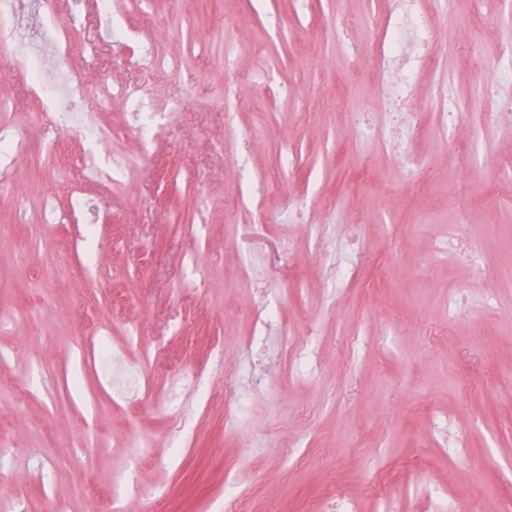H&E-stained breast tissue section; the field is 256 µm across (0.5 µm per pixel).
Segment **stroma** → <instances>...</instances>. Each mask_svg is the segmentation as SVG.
Here are the masks:
<instances>
[{
    "mask_svg": "<svg viewBox=\"0 0 512 512\" xmlns=\"http://www.w3.org/2000/svg\"><path fill=\"white\" fill-rule=\"evenodd\" d=\"M424 7L447 46L414 90L420 151L435 172L426 190L374 138L350 140L341 111L324 104L341 94L375 108L377 86L349 56L367 50L383 0H117L165 59L134 66L83 0L85 103L122 163L99 183L85 177L80 136L41 163L40 145L64 132L19 60L0 53V125L28 142L0 183V350L10 355L0 364V501L113 512L116 478L133 462L146 486L173 487L149 499L151 512H224L228 498L237 512H327L335 491L379 512L381 485L393 512H432L445 495L457 512H512V200L497 199L512 183V131L486 118L483 96L512 47V18L482 28L499 0ZM340 16L352 22L347 40L321 39ZM105 81L140 89L157 113L162 133L148 151L130 104L95 98ZM437 86L475 139L439 131ZM74 188L107 223H42L45 198L66 206ZM292 199L305 224L289 216ZM454 224L479 246L482 270L449 258ZM344 253L364 299L335 290L331 266ZM258 288L289 335L315 339L312 373L273 353L257 380L239 376ZM461 288L471 301L449 312ZM130 325L151 348L154 393L115 407L111 386L72 350L103 333L124 350ZM216 346L223 365H205ZM198 370L184 399L205 409L186 424L163 394ZM234 382L251 405L228 429L224 387ZM435 413L465 433L459 456L443 453ZM185 435L195 447L164 466Z\"/></svg>",
    "mask_w": 512,
    "mask_h": 512,
    "instance_id": "obj_1",
    "label": "stroma"
}]
</instances>
